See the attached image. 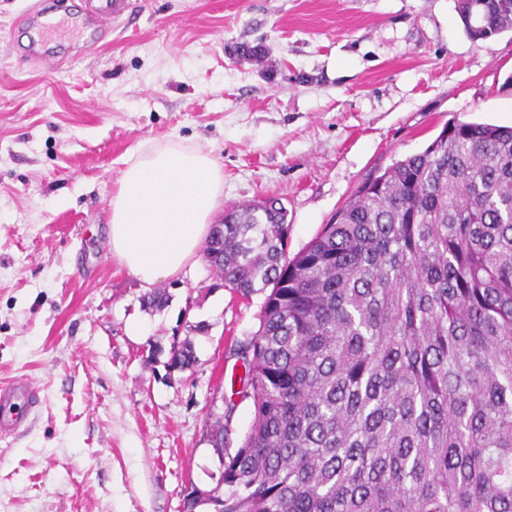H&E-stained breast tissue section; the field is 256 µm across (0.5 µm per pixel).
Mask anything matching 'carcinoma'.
Instances as JSON below:
<instances>
[{
    "label": "carcinoma",
    "mask_w": 512,
    "mask_h": 512,
    "mask_svg": "<svg viewBox=\"0 0 512 512\" xmlns=\"http://www.w3.org/2000/svg\"><path fill=\"white\" fill-rule=\"evenodd\" d=\"M468 35L512 30L457 0ZM277 198L233 208L204 254L268 291L240 345L253 419L214 512H512V128L455 122L365 182L288 257Z\"/></svg>",
    "instance_id": "obj_1"
}]
</instances>
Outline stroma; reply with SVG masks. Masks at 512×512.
Wrapping results in <instances>:
<instances>
[{
	"instance_id": "1",
	"label": "stroma",
	"mask_w": 512,
	"mask_h": 512,
	"mask_svg": "<svg viewBox=\"0 0 512 512\" xmlns=\"http://www.w3.org/2000/svg\"><path fill=\"white\" fill-rule=\"evenodd\" d=\"M34 2L0 0V384L42 389L28 431L0 439V512H181L220 476L227 400L232 439L251 424L230 376L264 296L202 257L148 288L121 267L108 218L126 159L211 154L214 223L279 198L296 254L447 123L512 126V30L471 39L456 0H127L94 50L24 57ZM187 344L193 365L172 368Z\"/></svg>"
}]
</instances>
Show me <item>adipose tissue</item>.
Masks as SVG:
<instances>
[{
    "instance_id": "ef3b65f1",
    "label": "adipose tissue",
    "mask_w": 512,
    "mask_h": 512,
    "mask_svg": "<svg viewBox=\"0 0 512 512\" xmlns=\"http://www.w3.org/2000/svg\"><path fill=\"white\" fill-rule=\"evenodd\" d=\"M224 195V172L210 155L178 143L151 145L126 161L110 202L112 255L151 284L197 259Z\"/></svg>"
}]
</instances>
